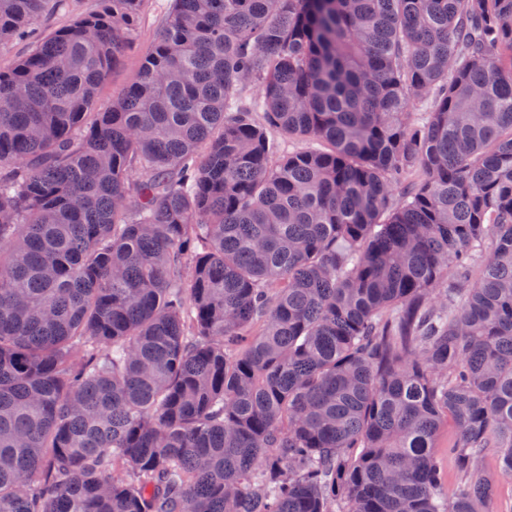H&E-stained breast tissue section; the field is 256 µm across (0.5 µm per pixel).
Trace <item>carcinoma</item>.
<instances>
[{
  "label": "carcinoma",
  "mask_w": 512,
  "mask_h": 512,
  "mask_svg": "<svg viewBox=\"0 0 512 512\" xmlns=\"http://www.w3.org/2000/svg\"><path fill=\"white\" fill-rule=\"evenodd\" d=\"M141 3L0 70V512H493L512 0H173L96 112ZM455 435V428L448 422V425L444 424L441 427L436 440V449L445 472V487L448 488V496L456 488L460 477L454 459L448 456V444L454 440Z\"/></svg>",
  "instance_id": "carcinoma-1"
}]
</instances>
